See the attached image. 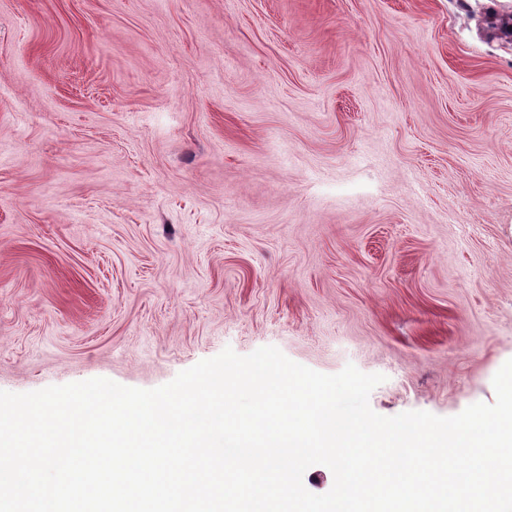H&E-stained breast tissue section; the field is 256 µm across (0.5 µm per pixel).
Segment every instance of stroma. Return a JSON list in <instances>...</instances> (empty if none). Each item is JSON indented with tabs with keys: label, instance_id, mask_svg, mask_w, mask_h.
<instances>
[{
	"label": "stroma",
	"instance_id": "1",
	"mask_svg": "<svg viewBox=\"0 0 512 512\" xmlns=\"http://www.w3.org/2000/svg\"><path fill=\"white\" fill-rule=\"evenodd\" d=\"M512 0H0V391L224 348L494 403Z\"/></svg>",
	"mask_w": 512,
	"mask_h": 512
}]
</instances>
